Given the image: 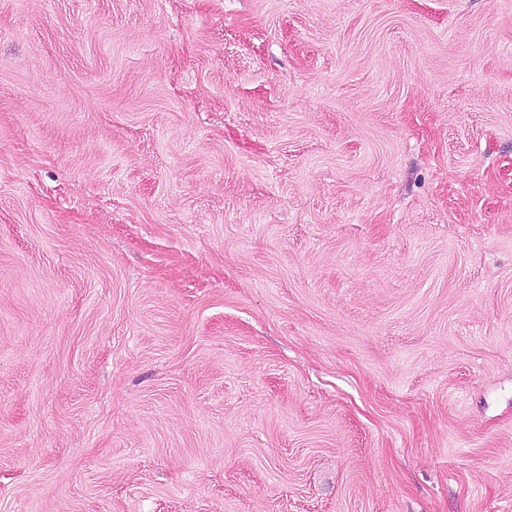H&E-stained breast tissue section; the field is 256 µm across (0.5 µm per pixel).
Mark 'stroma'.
<instances>
[{
	"label": "stroma",
	"instance_id": "35a3bbf8",
	"mask_svg": "<svg viewBox=\"0 0 512 512\" xmlns=\"http://www.w3.org/2000/svg\"><path fill=\"white\" fill-rule=\"evenodd\" d=\"M0 512H512V0H0Z\"/></svg>",
	"mask_w": 512,
	"mask_h": 512
}]
</instances>
